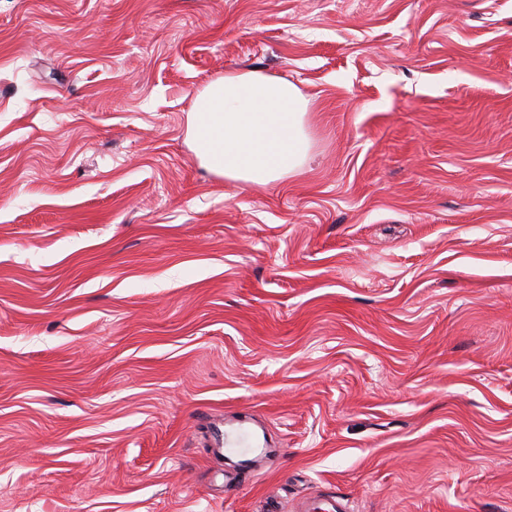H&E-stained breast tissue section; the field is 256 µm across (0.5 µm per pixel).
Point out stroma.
I'll return each mask as SVG.
<instances>
[{
	"instance_id": "stroma-1",
	"label": "stroma",
	"mask_w": 512,
	"mask_h": 512,
	"mask_svg": "<svg viewBox=\"0 0 512 512\" xmlns=\"http://www.w3.org/2000/svg\"><path fill=\"white\" fill-rule=\"evenodd\" d=\"M303 173L188 139L231 70ZM282 448L222 485L208 417ZM512 512V0H0V512ZM309 99L288 80L257 70L224 74L196 97L192 149L217 176L267 185L302 170L311 142Z\"/></svg>"
}]
</instances>
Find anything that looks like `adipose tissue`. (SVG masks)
<instances>
[{"label":"adipose tissue","mask_w":512,"mask_h":512,"mask_svg":"<svg viewBox=\"0 0 512 512\" xmlns=\"http://www.w3.org/2000/svg\"><path fill=\"white\" fill-rule=\"evenodd\" d=\"M309 100L288 80L256 70L225 73L196 97L192 149L225 179L267 185L302 170L311 142Z\"/></svg>","instance_id":"1"}]
</instances>
